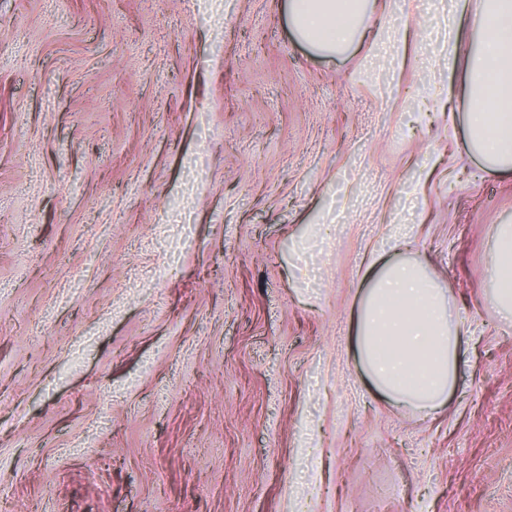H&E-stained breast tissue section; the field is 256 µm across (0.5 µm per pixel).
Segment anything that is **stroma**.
<instances>
[{
  "mask_svg": "<svg viewBox=\"0 0 512 512\" xmlns=\"http://www.w3.org/2000/svg\"><path fill=\"white\" fill-rule=\"evenodd\" d=\"M287 2L0 0V512H512L472 44L449 71L420 0H372L325 56ZM403 219L468 320L431 416L351 348Z\"/></svg>",
  "mask_w": 512,
  "mask_h": 512,
  "instance_id": "1",
  "label": "stroma"
}]
</instances>
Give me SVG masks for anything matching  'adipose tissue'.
Listing matches in <instances>:
<instances>
[{
	"mask_svg": "<svg viewBox=\"0 0 512 512\" xmlns=\"http://www.w3.org/2000/svg\"><path fill=\"white\" fill-rule=\"evenodd\" d=\"M368 0H288L295 35L325 54L357 38ZM465 22L450 18L448 48L461 33L474 44L463 76L468 148L486 166L512 174V0H459ZM395 257L379 268L355 314L357 356L373 387L396 404L425 413L443 408L456 381L465 318L445 289L408 252L411 236L392 225ZM485 304L512 317V225H496Z\"/></svg>",
	"mask_w": 512,
	"mask_h": 512,
	"instance_id": "adipose-tissue-1",
	"label": "adipose tissue"
}]
</instances>
